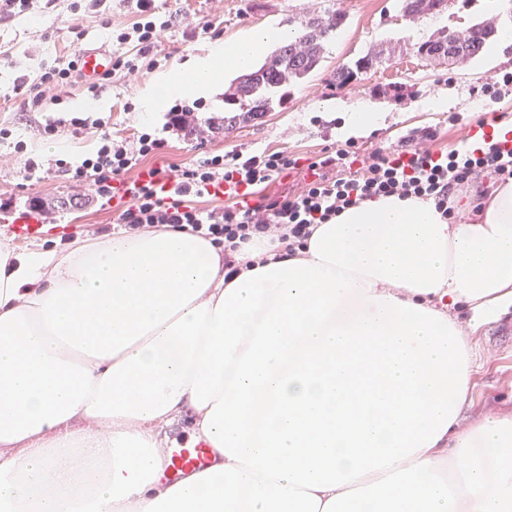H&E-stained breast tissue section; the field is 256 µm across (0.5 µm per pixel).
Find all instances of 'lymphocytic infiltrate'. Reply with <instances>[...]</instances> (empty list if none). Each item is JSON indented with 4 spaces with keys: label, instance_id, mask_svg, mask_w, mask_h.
<instances>
[{
    "label": "lymphocytic infiltrate",
    "instance_id": "obj_1",
    "mask_svg": "<svg viewBox=\"0 0 512 512\" xmlns=\"http://www.w3.org/2000/svg\"><path fill=\"white\" fill-rule=\"evenodd\" d=\"M137 20L132 26L118 30L115 41L127 45V52L113 56V73H133L150 67L160 45L162 32L170 26L163 19L154 0H131ZM77 56L69 54L44 64L36 80H18L13 91L27 112L41 111L55 102V89L70 83L77 74ZM77 129L101 130L100 145L95 154L76 168L74 179L92 176V192L96 198L111 199L115 177L137 167L143 160L161 157L165 141L158 135L143 132L132 142L112 139L104 134L103 118H76ZM297 166L284 151L258 154L228 152L213 154L182 167L161 165L153 170V180L136 182L130 187L132 197L122 208L118 224L135 231L157 224H175L191 228L224 247V269L228 276L239 273L236 252L241 243L258 237L273 248L295 255L305 248L314 225L324 224L343 210L361 201L379 196L416 197L432 200L444 217L453 208L448 194L452 188L470 184L478 175L490 174L500 180L512 179V149L500 142H488L470 154L435 153L419 147L397 152L375 150L353 168L348 149L324 151L310 163L311 178L302 192L271 197L267 185ZM339 171L336 179H328L324 170ZM172 182L170 191H161L157 179ZM230 190L241 189L255 203L239 206L235 199L210 209L197 207L199 199L210 197L218 184Z\"/></svg>",
    "mask_w": 512,
    "mask_h": 512
}]
</instances>
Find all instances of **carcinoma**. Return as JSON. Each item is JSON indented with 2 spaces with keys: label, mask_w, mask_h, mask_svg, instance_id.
Wrapping results in <instances>:
<instances>
[{
  "label": "carcinoma",
  "mask_w": 512,
  "mask_h": 512,
  "mask_svg": "<svg viewBox=\"0 0 512 512\" xmlns=\"http://www.w3.org/2000/svg\"><path fill=\"white\" fill-rule=\"evenodd\" d=\"M345 15L333 13L325 27L316 21L298 23L297 37L289 44L301 47L305 52L306 63L297 64L285 53L286 45H279L258 68L234 80L224 94L226 120L230 124L246 125L256 120L261 113L272 111L281 105L288 96V85L311 74L320 64L334 31L344 22ZM369 68L367 56H361L336 71V78L344 81Z\"/></svg>",
  "instance_id": "carcinoma-1"
}]
</instances>
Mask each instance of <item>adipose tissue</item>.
Here are the masks:
<instances>
[{"mask_svg":"<svg viewBox=\"0 0 512 512\" xmlns=\"http://www.w3.org/2000/svg\"><path fill=\"white\" fill-rule=\"evenodd\" d=\"M283 29L212 44L144 111L253 66ZM224 277L163 224L0 242V512H512V413L465 430L476 355L456 316L512 308V181L450 223L377 197L305 249ZM189 415L212 463L164 476Z\"/></svg>","mask_w":512,"mask_h":512,"instance_id":"adipose-tissue-1","label":"adipose tissue"}]
</instances>
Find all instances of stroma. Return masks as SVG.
<instances>
[{
	"label": "stroma",
	"instance_id": "obj_1",
	"mask_svg": "<svg viewBox=\"0 0 512 512\" xmlns=\"http://www.w3.org/2000/svg\"><path fill=\"white\" fill-rule=\"evenodd\" d=\"M72 0H33L31 13L14 16L0 12V52L8 63L0 66V127L10 128V139L0 141V199H12V212L27 210L30 199L39 197L57 206L59 223L68 225L64 234H48L39 242L46 248L62 249L77 236L112 232L118 211L111 204L96 200L88 185L72 182L58 169L57 160L78 166L98 144L91 131L75 129L69 123L78 101H86L89 111L109 120L107 130L116 139H129L145 128L162 131L165 112L144 114L142 96L157 80L203 56L209 45L233 42L247 31L259 28H293L301 17L328 16L336 11L346 16L326 45L319 68L291 85L286 101L265 116L243 127L218 130L202 139L167 135L160 160H145V167L162 162L173 166L211 154L237 151L256 153L284 150L299 162L289 176L278 178L267 187L268 194L296 193L307 181L308 165L325 150L352 147L364 156L375 149H401L409 139L433 132L426 143L435 152L463 149L471 128L485 115L482 88L512 73V44L491 41L484 54L467 63L447 65L415 55L416 43L430 39L444 29L465 28L478 22H496L512 27V0L492 8L489 0H452L448 10L416 20L404 19L398 0H159L160 12L180 10L202 20L217 22L215 33L191 36L180 21H173L164 32V54L156 68L126 78L109 80L99 97L86 98L82 82L65 86L57 104L41 112L19 108L13 86L16 79H34L41 63L75 50L68 31ZM135 19L126 0H107L106 15L86 7L82 24L85 43L112 47V30L130 25ZM377 52L376 65L358 74L356 80L341 84L334 77L342 65ZM447 95L446 109L432 112L427 101ZM356 103L377 105L384 119L369 135L341 138L339 129ZM59 120L52 137H44L47 121ZM24 142L23 152H15L16 142ZM38 157L41 167L27 175L28 157ZM80 199L77 207L69 199ZM12 212L0 214L10 220ZM478 353L473 375L471 400L460 412L462 427H471L485 417L512 411V315L485 320L471 338Z\"/></svg>",
	"mask_w": 512,
	"mask_h": 512
}]
</instances>
